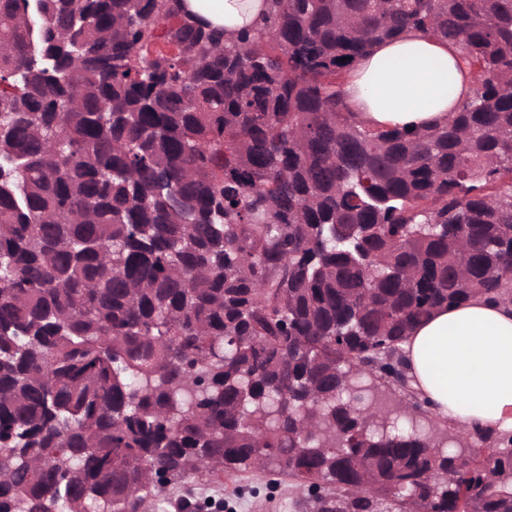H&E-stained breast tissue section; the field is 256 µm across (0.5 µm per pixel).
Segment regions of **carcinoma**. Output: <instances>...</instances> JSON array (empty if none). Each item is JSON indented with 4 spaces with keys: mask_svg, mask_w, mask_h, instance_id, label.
Instances as JSON below:
<instances>
[{
    "mask_svg": "<svg viewBox=\"0 0 512 512\" xmlns=\"http://www.w3.org/2000/svg\"><path fill=\"white\" fill-rule=\"evenodd\" d=\"M418 30L478 76L417 130L344 74ZM347 61L340 62L341 58ZM512 302V0H0V512H164L264 471L317 512H512V436L424 431L402 343ZM391 383L406 405H350ZM177 4L184 14L224 31L228 41L258 29L266 12L265 0H181Z\"/></svg>",
    "mask_w": 512,
    "mask_h": 512,
    "instance_id": "cac0c4a2",
    "label": "carcinoma"
}]
</instances>
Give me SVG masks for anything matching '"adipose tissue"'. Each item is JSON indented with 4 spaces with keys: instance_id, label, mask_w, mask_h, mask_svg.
Instances as JSON below:
<instances>
[{
    "instance_id": "1",
    "label": "adipose tissue",
    "mask_w": 512,
    "mask_h": 512,
    "mask_svg": "<svg viewBox=\"0 0 512 512\" xmlns=\"http://www.w3.org/2000/svg\"><path fill=\"white\" fill-rule=\"evenodd\" d=\"M178 7L231 41L261 26L266 0H179ZM471 86L454 47L411 32L378 44L357 63L344 93L368 127L424 128L455 111ZM402 348L413 385L432 414L470 431L512 432V303L478 297L437 309Z\"/></svg>"
}]
</instances>
